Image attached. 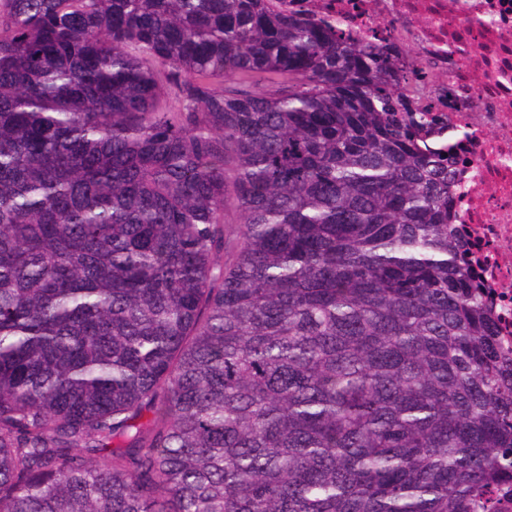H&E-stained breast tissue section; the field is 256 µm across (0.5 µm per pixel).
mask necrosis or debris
I'll return each mask as SVG.
<instances>
[{
    "label": "necrosis or debris",
    "mask_w": 512,
    "mask_h": 512,
    "mask_svg": "<svg viewBox=\"0 0 512 512\" xmlns=\"http://www.w3.org/2000/svg\"><path fill=\"white\" fill-rule=\"evenodd\" d=\"M353 38L391 41L411 87L437 95L432 151L453 150L450 220L466 225L500 338L512 344V0H276Z\"/></svg>",
    "instance_id": "1"
}]
</instances>
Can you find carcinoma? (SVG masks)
I'll list each match as a JSON object with an SVG mask.
<instances>
[{"label":"carcinoma","instance_id":"obj_1","mask_svg":"<svg viewBox=\"0 0 512 512\" xmlns=\"http://www.w3.org/2000/svg\"><path fill=\"white\" fill-rule=\"evenodd\" d=\"M400 57L0 0V512H495L512 347Z\"/></svg>","mask_w":512,"mask_h":512}]
</instances>
